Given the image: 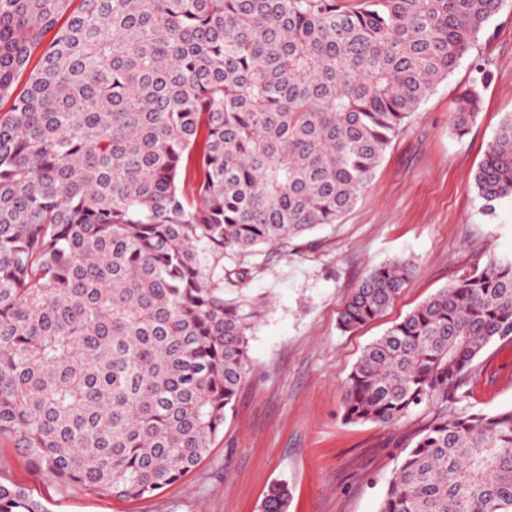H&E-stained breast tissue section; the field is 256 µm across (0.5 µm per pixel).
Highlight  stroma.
Masks as SVG:
<instances>
[{
	"mask_svg": "<svg viewBox=\"0 0 512 512\" xmlns=\"http://www.w3.org/2000/svg\"><path fill=\"white\" fill-rule=\"evenodd\" d=\"M489 80L469 133L454 135L458 92ZM512 113V6L396 138L371 184L340 223L262 252L227 296L269 299L249 338L250 371L224 432L180 481L147 500H116L60 482L23 451L0 446V482L25 489L48 512H260L287 484L288 512H379L405 445L432 420L422 410L396 426L343 419L342 382L363 349L460 273L512 257V200L485 215L474 176L502 119ZM411 262L386 312L345 333L340 311L373 267ZM457 403L493 414L512 408V342H493Z\"/></svg>",
	"mask_w": 512,
	"mask_h": 512,
	"instance_id": "35a3bbf8",
	"label": "stroma"
}]
</instances>
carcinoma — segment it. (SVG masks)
<instances>
[{"label": "carcinoma", "mask_w": 512, "mask_h": 512, "mask_svg": "<svg viewBox=\"0 0 512 512\" xmlns=\"http://www.w3.org/2000/svg\"><path fill=\"white\" fill-rule=\"evenodd\" d=\"M0 0V443L65 484L159 495L224 430L262 304L251 259L337 224L505 0ZM38 59L35 68L30 67ZM456 97L463 137L480 111ZM512 197V113L475 173ZM410 261L339 315L379 318ZM512 342V258L462 272L370 343L344 418L436 409L379 512H512V408L448 413ZM273 485L261 512H288ZM0 512H47L0 483Z\"/></svg>", "instance_id": "obj_1"}]
</instances>
